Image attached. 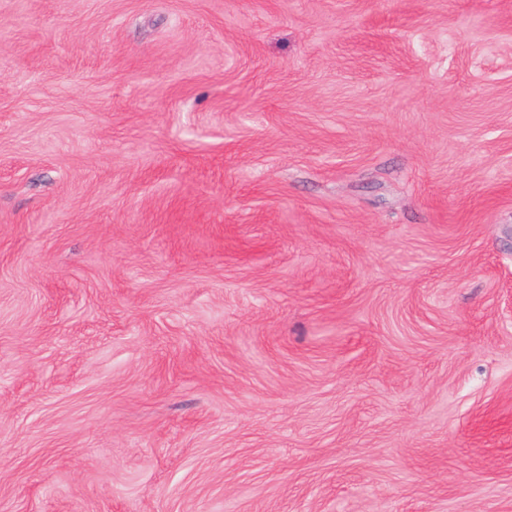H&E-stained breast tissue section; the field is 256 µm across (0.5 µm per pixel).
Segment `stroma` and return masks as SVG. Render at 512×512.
<instances>
[{"label": "stroma", "instance_id": "35a3bbf8", "mask_svg": "<svg viewBox=\"0 0 512 512\" xmlns=\"http://www.w3.org/2000/svg\"><path fill=\"white\" fill-rule=\"evenodd\" d=\"M0 512H512V0H0Z\"/></svg>", "mask_w": 512, "mask_h": 512}]
</instances>
